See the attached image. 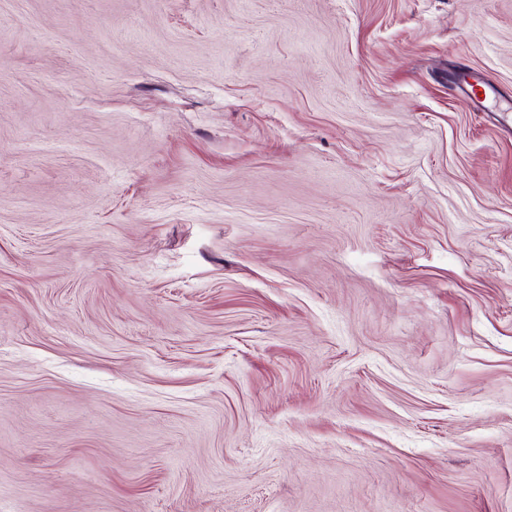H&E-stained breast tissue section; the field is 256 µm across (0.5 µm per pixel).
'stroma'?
<instances>
[{"instance_id":"obj_1","label":"stroma","mask_w":512,"mask_h":512,"mask_svg":"<svg viewBox=\"0 0 512 512\" xmlns=\"http://www.w3.org/2000/svg\"><path fill=\"white\" fill-rule=\"evenodd\" d=\"M0 512H512V0H0Z\"/></svg>"}]
</instances>
